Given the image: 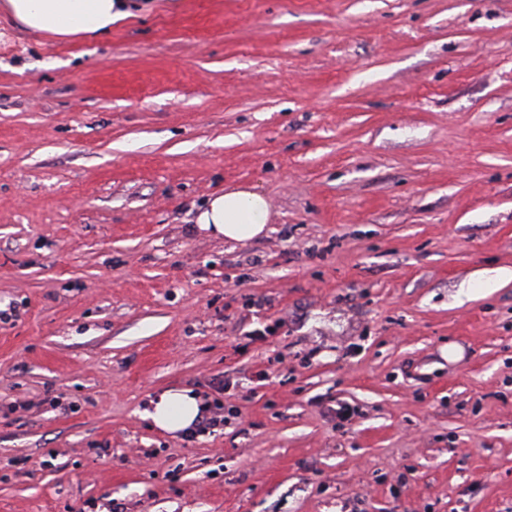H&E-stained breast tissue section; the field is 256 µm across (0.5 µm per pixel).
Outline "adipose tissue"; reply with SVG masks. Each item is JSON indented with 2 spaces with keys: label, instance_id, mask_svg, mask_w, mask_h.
<instances>
[{
  "label": "adipose tissue",
  "instance_id": "ef3b65f1",
  "mask_svg": "<svg viewBox=\"0 0 512 512\" xmlns=\"http://www.w3.org/2000/svg\"><path fill=\"white\" fill-rule=\"evenodd\" d=\"M148 6V0H0L16 23L61 40L108 35L113 23ZM269 217L268 197L241 187L210 196L195 222L214 237L243 243L262 236ZM202 404L191 389H169L152 401L146 416L155 428L177 433L194 424Z\"/></svg>",
  "mask_w": 512,
  "mask_h": 512
}]
</instances>
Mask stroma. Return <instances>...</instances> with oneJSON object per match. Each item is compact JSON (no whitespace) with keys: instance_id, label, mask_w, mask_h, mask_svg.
<instances>
[{"instance_id":"35a3bbf8","label":"stroma","mask_w":512,"mask_h":512,"mask_svg":"<svg viewBox=\"0 0 512 512\" xmlns=\"http://www.w3.org/2000/svg\"><path fill=\"white\" fill-rule=\"evenodd\" d=\"M117 506L512 512V0L0 11V512ZM149 0H2L0 8L30 31L61 40L105 36ZM269 217L268 197L241 187L210 196L198 209L195 222L214 237L244 243L265 233ZM150 404L146 417L152 425L168 433H177L194 424L203 401L192 389L185 388L166 390ZM203 406L204 409L200 412L195 428L188 434L189 438H194L201 433H209L211 429L224 423V416L220 412L221 407L207 402Z\"/></svg>"}]
</instances>
